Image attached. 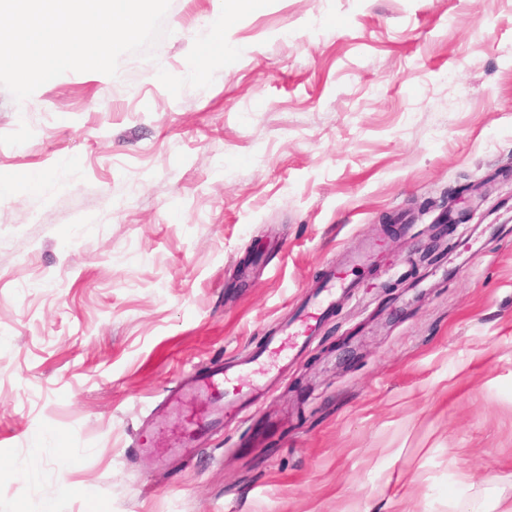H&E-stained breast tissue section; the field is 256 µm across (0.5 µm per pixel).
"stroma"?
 <instances>
[{"label":"stroma","mask_w":512,"mask_h":512,"mask_svg":"<svg viewBox=\"0 0 512 512\" xmlns=\"http://www.w3.org/2000/svg\"><path fill=\"white\" fill-rule=\"evenodd\" d=\"M217 7L0 88V512H512V0H268L202 62ZM224 363L271 394L151 454ZM325 313V310L318 312L315 309H308L306 306L299 314V317L295 320L296 327H292V324L288 326V332L285 334L288 336H297L298 342L289 346L294 351L302 348L307 337L315 328L317 322L321 319V316Z\"/></svg>","instance_id":"1"}]
</instances>
